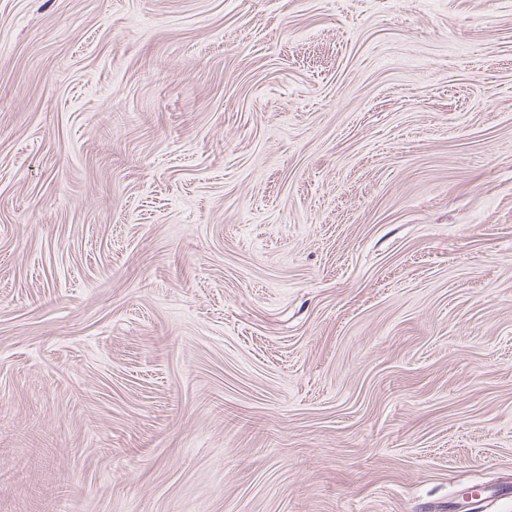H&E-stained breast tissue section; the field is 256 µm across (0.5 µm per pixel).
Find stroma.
Here are the masks:
<instances>
[{
  "label": "stroma",
  "instance_id": "stroma-1",
  "mask_svg": "<svg viewBox=\"0 0 512 512\" xmlns=\"http://www.w3.org/2000/svg\"><path fill=\"white\" fill-rule=\"evenodd\" d=\"M512 0H0V512H512Z\"/></svg>",
  "mask_w": 512,
  "mask_h": 512
}]
</instances>
